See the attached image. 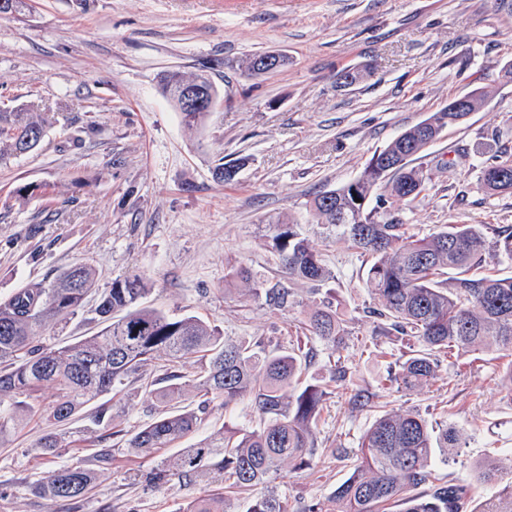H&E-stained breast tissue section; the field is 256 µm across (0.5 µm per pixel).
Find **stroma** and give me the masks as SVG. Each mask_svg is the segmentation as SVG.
I'll use <instances>...</instances> for the list:
<instances>
[{
    "label": "stroma",
    "instance_id": "35a3bbf8",
    "mask_svg": "<svg viewBox=\"0 0 512 512\" xmlns=\"http://www.w3.org/2000/svg\"><path fill=\"white\" fill-rule=\"evenodd\" d=\"M287 57L284 68L253 76L255 53ZM512 0H23L0 14V109L51 112L40 146L0 164V302L49 284L77 262L92 264L99 287L131 272L145 276L148 304L196 315L226 337L266 350L303 341L296 318L319 300L349 321L332 347L307 341L315 357L303 382L327 390L313 433V466L267 485L288 512L324 501L350 473L349 457L380 411L413 410L460 429L466 445L438 475L472 479L478 459L512 448V393L501 381L512 356L490 348L468 364H441L423 388L390 383L410 343L372 314L364 286L369 262L306 208L316 193L354 180L375 152L449 101L484 86L486 105L425 151L426 192L397 201L391 215L423 236L448 224L512 226V194H487L480 162L512 149ZM370 70L343 85L345 70ZM206 72L220 100L201 126L185 127L162 96L161 73ZM247 158L237 181L214 180L218 162ZM296 225L334 274L320 288L288 281L273 238ZM247 265L253 286L224 290V275ZM290 286L294 305L269 291ZM345 369L366 396L352 405ZM193 375L160 358L124 392L108 394L64 425L34 423L0 445V512H181L214 486L211 475L156 488L142 476L153 461L126 441L155 415L147 384L166 373ZM107 409L111 426L99 425ZM251 399L214 405L199 436L222 426L252 430ZM54 432L76 449L39 454ZM112 451L98 462L101 449ZM83 463L98 475L71 502L34 490L54 470Z\"/></svg>",
    "mask_w": 512,
    "mask_h": 512
}]
</instances>
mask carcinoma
<instances>
[{
    "mask_svg": "<svg viewBox=\"0 0 512 512\" xmlns=\"http://www.w3.org/2000/svg\"><path fill=\"white\" fill-rule=\"evenodd\" d=\"M199 78L168 70L160 80L163 95L189 127L202 124L210 110L183 111L175 92ZM488 96L485 88H476L430 113L374 154L356 179L309 202L316 223L336 228L337 237L371 257L365 286L381 305L372 314L413 341L410 356L390 379L399 388H420L434 379L437 353L461 358L493 345L512 352V276L466 275L488 257L512 261V228H498L491 243L481 224H449L423 237L407 236L387 210L391 199L414 200L428 190V172L413 161L441 131L479 111ZM46 123L43 112H0V161L37 149ZM245 164L244 158L219 164L214 177L230 183ZM479 180L491 194L512 192V150L500 149L483 163ZM382 184L389 196L380 195L376 206H369ZM275 248L289 278L316 285L334 278L294 225H282ZM445 269L456 275L437 280ZM97 280L93 266L78 263L49 285L24 288L0 303V444L32 420L68 422L100 396L123 390L163 355L170 362H191L197 371L189 380L169 375L166 385L149 390L157 402L156 417L127 439V448L157 460L146 475L156 486L205 472L215 475L218 488L190 500L182 512H224L226 490L264 485L284 467L291 472L311 467L313 429L326 397L318 384L299 385L302 364L315 357L313 349L267 352L223 336L197 316H171L145 303L148 288L138 274L116 278L100 293L91 309L97 331L68 345L44 343L47 327L84 311ZM250 281L247 267H234L224 277V290ZM300 328L307 337L333 344L349 335L347 321L324 301L306 314ZM47 388L52 390L48 397ZM182 397L189 399L182 410H167L170 400ZM244 397L266 416L261 428L226 426L167 454L194 437L211 404L227 408ZM462 439L454 426L436 429L417 413L386 412L363 436L350 476L328 501L313 503L306 512H389L395 503L402 506L399 512H473L471 486L446 481L434 469L437 456L446 463L458 455ZM35 447L55 455L63 444L47 433ZM473 470L478 481L497 488L498 500L506 504L488 512H512V466L505 472L497 464L477 462ZM95 482L96 475L76 463L56 470L36 489L56 501H73ZM423 485L430 486L427 494H412ZM246 512L288 510L276 496L261 493Z\"/></svg>",
    "mask_w": 512,
    "mask_h": 512,
    "instance_id": "obj_1",
    "label": "carcinoma"
}]
</instances>
